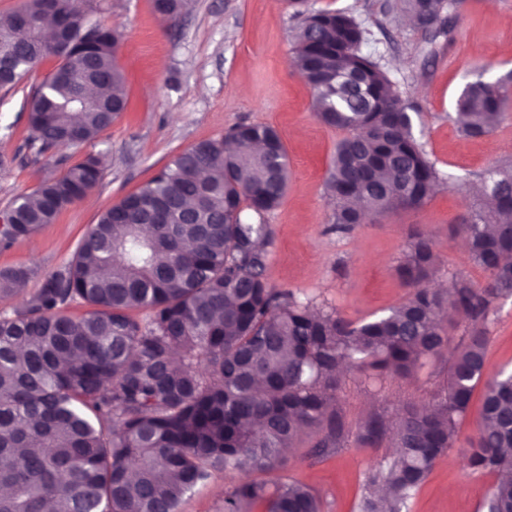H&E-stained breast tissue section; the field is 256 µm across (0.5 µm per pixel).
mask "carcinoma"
<instances>
[{"label":"carcinoma","mask_w":512,"mask_h":512,"mask_svg":"<svg viewBox=\"0 0 512 512\" xmlns=\"http://www.w3.org/2000/svg\"><path fill=\"white\" fill-rule=\"evenodd\" d=\"M92 0H18L0 13V91L19 87L44 60L54 68L29 102L27 147L35 159L93 144L128 107L116 63L120 34L94 17ZM459 0H398L426 43L452 31ZM299 24L292 64L313 91L312 110L346 135L325 180L331 223L356 224L423 205L452 180L413 132L418 108L381 64L361 52L371 32L353 13L310 12L291 0ZM178 19L185 0H153ZM52 19L59 41L44 36ZM512 102V72L467 83L454 120L467 136L492 132ZM232 143L233 149L225 148ZM288 154L276 128L241 121L220 138L175 155L137 190L107 207L72 259L27 307L0 314V512H179L217 471L272 474L283 449L304 433L316 450L349 436L396 451L370 471L361 512H408L437 459L459 440L475 388L483 406L460 451L474 472L497 476L487 512H512V372L486 376V323L512 296V164L490 169L481 206L453 233L468 244L485 283L458 278L429 287L435 241L411 232L397 268L408 297L359 322L317 308L265 277L266 224L288 185ZM103 178L88 153L0 211V245L21 242L81 200ZM24 266L0 269V300L28 280ZM90 310L69 313L74 305ZM135 311L145 312L137 318ZM468 335L429 405L347 428L337 406L342 371L367 384L407 377L448 349L449 329ZM321 512L295 481L234 485L224 512Z\"/></svg>","instance_id":"obj_1"}]
</instances>
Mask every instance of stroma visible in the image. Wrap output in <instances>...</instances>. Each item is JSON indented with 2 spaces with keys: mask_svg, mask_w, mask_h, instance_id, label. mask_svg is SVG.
<instances>
[{
  "mask_svg": "<svg viewBox=\"0 0 512 512\" xmlns=\"http://www.w3.org/2000/svg\"><path fill=\"white\" fill-rule=\"evenodd\" d=\"M391 2L308 0L307 6L354 12L371 30L369 51L381 56L403 99L420 108L415 136L437 168L456 177V185L418 208L336 232L324 183L343 133L317 120L311 90L291 64L297 20L288 0H187L174 22L162 20L152 0H93L98 18L122 35L117 63L129 100L127 111L92 148L105 160L104 178L90 202H78L30 238L0 248V267H28L25 293L33 295L71 259L104 209L185 148L246 120L274 126L288 153L286 195L264 218L273 240L266 262L270 284L355 322L382 315L408 295L397 267L415 228L438 245L435 285L452 286L461 276L483 284L486 271L457 245L452 230L479 200L473 190L479 174L512 160V108L480 138L463 135L452 115L467 82L480 76L492 81L512 70V0H461L453 39H439L429 56L423 34L389 15ZM50 69L43 64L18 91L0 92V209L62 171L53 162H32L26 147V101ZM488 336L489 372L512 368V297L495 303ZM449 363L446 356L433 358L411 377L374 386L347 373L337 390L347 426L373 412L391 415L432 403L446 391ZM317 441V435H305L287 449L280 478L310 487L322 512H359L364 476L390 453L389 442L368 448L350 441L318 454ZM246 478L243 472L216 473L179 512H224V489ZM495 483L494 475L471 471L460 452L451 450L435 463L410 512H486Z\"/></svg>",
  "mask_w": 512,
  "mask_h": 512,
  "instance_id": "obj_1",
  "label": "stroma"
}]
</instances>
